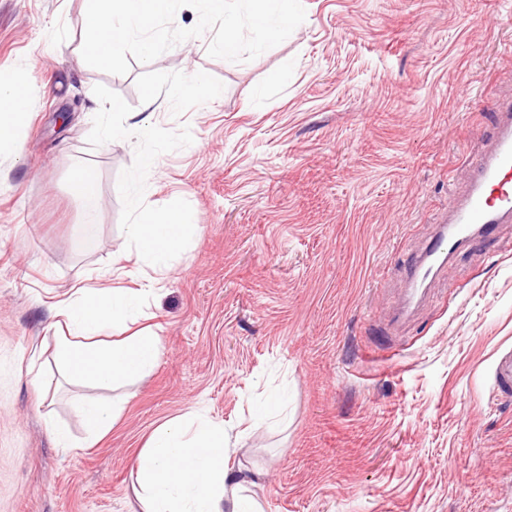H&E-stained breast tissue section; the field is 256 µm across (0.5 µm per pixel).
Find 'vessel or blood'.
Listing matches in <instances>:
<instances>
[{"mask_svg":"<svg viewBox=\"0 0 512 512\" xmlns=\"http://www.w3.org/2000/svg\"><path fill=\"white\" fill-rule=\"evenodd\" d=\"M494 148L470 160V188L454 201L426 249L410 264L408 296H415L433 269L465 243L491 237L498 225L512 223V96L500 103L493 132ZM495 379L503 394L512 393V351L498 357Z\"/></svg>","mask_w":512,"mask_h":512,"instance_id":"b4317fda","label":"vessel or blood"}]
</instances>
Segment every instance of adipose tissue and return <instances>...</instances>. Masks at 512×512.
Returning <instances> with one entry per match:
<instances>
[{
    "instance_id": "ef3b65f1",
    "label": "adipose tissue",
    "mask_w": 512,
    "mask_h": 512,
    "mask_svg": "<svg viewBox=\"0 0 512 512\" xmlns=\"http://www.w3.org/2000/svg\"><path fill=\"white\" fill-rule=\"evenodd\" d=\"M26 88L24 80L0 75V157L21 151ZM157 169L156 152L143 151L137 169L139 186L129 199L127 233L137 261L163 274L196 226L186 210H157L148 204L145 185ZM113 273L130 279L131 287L79 288L57 309L66 325L57 338V360L72 379L103 388L147 376L160 354L156 331L135 327L139 304L152 291V279L124 265ZM229 452L223 426L201 414L189 412L155 427L135 467L141 512H265L252 480L229 466Z\"/></svg>"
}]
</instances>
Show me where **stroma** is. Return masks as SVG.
<instances>
[{
    "mask_svg": "<svg viewBox=\"0 0 512 512\" xmlns=\"http://www.w3.org/2000/svg\"><path fill=\"white\" fill-rule=\"evenodd\" d=\"M302 2V25L253 61L208 56V31L113 75L82 58L86 0H0V73L29 88L22 151L0 159V512H140L146 437L196 409L242 432L230 462L266 512H512V397L494 376L512 350V224L393 320L512 95V0ZM189 77L217 97L179 93ZM150 86L151 135L101 140L95 106L142 111ZM147 147L148 203L199 226L141 303L158 363L112 391L42 392L57 303L120 284ZM81 166L99 177L91 218L68 191ZM272 393L287 422L255 423ZM83 396L122 406L93 444Z\"/></svg>",
    "mask_w": 512,
    "mask_h": 512,
    "instance_id": "stroma-1",
    "label": "stroma"
}]
</instances>
